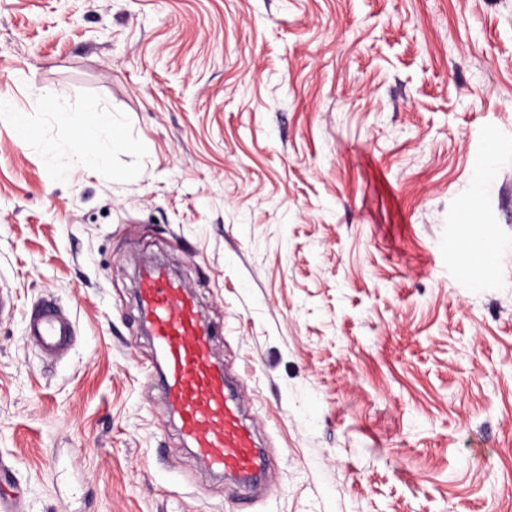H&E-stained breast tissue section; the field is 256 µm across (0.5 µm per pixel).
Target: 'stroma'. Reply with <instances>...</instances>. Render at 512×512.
Returning <instances> with one entry per match:
<instances>
[{
    "mask_svg": "<svg viewBox=\"0 0 512 512\" xmlns=\"http://www.w3.org/2000/svg\"><path fill=\"white\" fill-rule=\"evenodd\" d=\"M1 93L39 132L0 115L14 512H512V0H0ZM49 101L112 112L105 167ZM153 264L267 485L211 473L149 384ZM49 298L56 361L24 336ZM74 335L71 319L51 301L38 305L25 322V336L36 342L41 354L48 358L64 356Z\"/></svg>",
    "mask_w": 512,
    "mask_h": 512,
    "instance_id": "1",
    "label": "stroma"
}]
</instances>
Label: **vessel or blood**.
<instances>
[{
  "label": "vessel or blood",
  "instance_id": "1",
  "mask_svg": "<svg viewBox=\"0 0 512 512\" xmlns=\"http://www.w3.org/2000/svg\"><path fill=\"white\" fill-rule=\"evenodd\" d=\"M140 302L161 360V389L186 442L216 474L255 477L261 452L243 424L237 396L212 359L213 333L198 316L191 294L164 268L142 277ZM25 334L41 354L59 358L69 350L74 324L55 303L38 305Z\"/></svg>",
  "mask_w": 512,
  "mask_h": 512
}]
</instances>
